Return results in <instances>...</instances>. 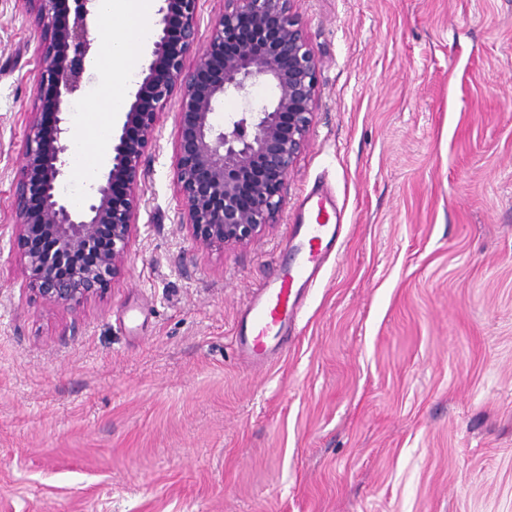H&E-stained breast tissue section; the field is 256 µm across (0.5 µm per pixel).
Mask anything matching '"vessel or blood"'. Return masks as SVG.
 I'll return each instance as SVG.
<instances>
[{
	"label": "vessel or blood",
	"mask_w": 512,
	"mask_h": 512,
	"mask_svg": "<svg viewBox=\"0 0 512 512\" xmlns=\"http://www.w3.org/2000/svg\"><path fill=\"white\" fill-rule=\"evenodd\" d=\"M342 229L335 197L327 191L313 194L306 217L293 234L288 261L255 290L239 318L233 347L252 369L266 366L296 330L307 296L335 252Z\"/></svg>",
	"instance_id": "vessel-or-blood-1"
}]
</instances>
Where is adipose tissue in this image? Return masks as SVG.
<instances>
[{
  "mask_svg": "<svg viewBox=\"0 0 512 512\" xmlns=\"http://www.w3.org/2000/svg\"><path fill=\"white\" fill-rule=\"evenodd\" d=\"M155 0H100L106 19L122 18L124 30L105 36L102 55L93 63V69L102 77L112 78V109L122 111L124 88L135 74V61L150 32Z\"/></svg>",
  "mask_w": 512,
  "mask_h": 512,
  "instance_id": "adipose-tissue-1",
  "label": "adipose tissue"
}]
</instances>
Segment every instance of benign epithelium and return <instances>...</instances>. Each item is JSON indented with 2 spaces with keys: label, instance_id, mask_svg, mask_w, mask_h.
Instances as JSON below:
<instances>
[{
  "label": "benign epithelium",
  "instance_id": "1",
  "mask_svg": "<svg viewBox=\"0 0 512 512\" xmlns=\"http://www.w3.org/2000/svg\"><path fill=\"white\" fill-rule=\"evenodd\" d=\"M67 3L69 23L57 22ZM144 78L112 135L106 171L75 208L58 188L68 172L67 114L92 55L91 29L104 23L99 0H25L40 31L37 100L53 99L55 126L30 113L14 192L12 245L22 290L75 311L103 296L126 271L139 208L136 189L156 137L161 105L176 96L180 127L176 186L181 227L205 248L237 249L277 223L290 173L308 142L318 101V61L293 12L295 0H224L194 68L199 0H161ZM179 19L177 39L170 21ZM270 84L272 102L214 123L221 100L249 98Z\"/></svg>",
  "mask_w": 512,
  "mask_h": 512
}]
</instances>
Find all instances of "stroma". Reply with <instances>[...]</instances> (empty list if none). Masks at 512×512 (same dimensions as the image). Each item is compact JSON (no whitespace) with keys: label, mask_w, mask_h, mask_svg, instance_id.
Returning <instances> with one entry per match:
<instances>
[{"label":"stroma","mask_w":512,"mask_h":512,"mask_svg":"<svg viewBox=\"0 0 512 512\" xmlns=\"http://www.w3.org/2000/svg\"><path fill=\"white\" fill-rule=\"evenodd\" d=\"M318 105L279 221L180 229L160 108L124 278L70 312L23 293L14 184L40 71L0 0V512H512V0H296ZM111 83L70 120L95 152ZM324 186L342 248L275 359L232 338Z\"/></svg>","instance_id":"stroma-1"}]
</instances>
